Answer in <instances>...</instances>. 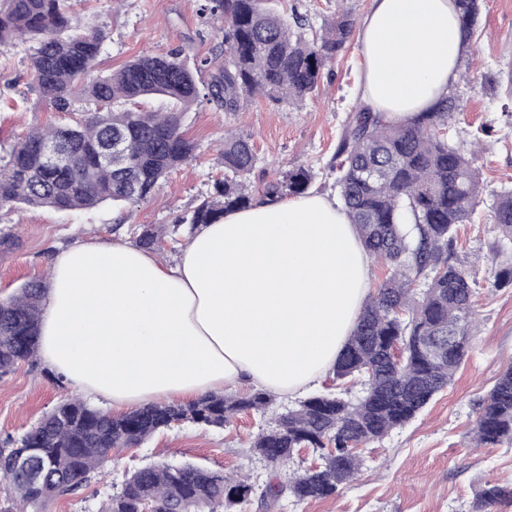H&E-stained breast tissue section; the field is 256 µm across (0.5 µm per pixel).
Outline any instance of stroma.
<instances>
[{
	"instance_id": "stroma-1",
	"label": "stroma",
	"mask_w": 512,
	"mask_h": 512,
	"mask_svg": "<svg viewBox=\"0 0 512 512\" xmlns=\"http://www.w3.org/2000/svg\"><path fill=\"white\" fill-rule=\"evenodd\" d=\"M203 0H76L73 23L104 35L99 70L108 73L132 58L183 49L189 63L219 54L217 23L204 17ZM276 10L292 8L319 31L342 10L364 18L371 0H271ZM29 45L0 50V157L18 136L49 123L67 121L31 89ZM467 80L453 87L461 112L448 135L467 145L481 127H489L485 149L475 165L483 184L482 203L472 223L457 230L454 256L466 261L477 282L478 325L472 348L454 380L414 420L365 449L358 478L335 495L308 503L291 496L260 500L269 481H288L316 465L312 450H300L290 467L271 471L253 456L251 439L296 399L275 397L266 412H248L221 428L191 422L173 425L134 448H117L113 461L77 494L48 504L46 512H101L120 491L129 473L155 463L194 462L227 473L251 475L256 494L245 512H470L486 481L512 484V447H474L470 428L476 404L497 375L512 365V284L495 286L493 273L512 265V251L498 247L489 220L495 195L512 187V0H486L477 33L461 54ZM358 39H351L333 61L318 93L302 103H272L257 95L230 116L209 103L193 106L182 117L195 158L173 169L153 200L116 208L58 211L18 205L0 209V297L22 283L47 277L50 262L62 249L85 241L134 243L140 226H163L158 255L173 260L187 240L175 222L193 210L223 178L218 145L228 134L252 136L259 161L250 182L262 189L280 169L299 166L317 175L313 191L338 200L331 173L337 143L357 105L362 82ZM73 390L64 377L42 363H22L0 378V442L20 438Z\"/></svg>"
}]
</instances>
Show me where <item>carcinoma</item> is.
<instances>
[{
    "mask_svg": "<svg viewBox=\"0 0 512 512\" xmlns=\"http://www.w3.org/2000/svg\"><path fill=\"white\" fill-rule=\"evenodd\" d=\"M269 0H204L203 12L224 22V62L199 85L183 50L145 54L107 74L98 71L103 35L90 27L75 32L68 0H0V49L36 42L30 57L33 83L56 112L74 111L79 101L97 105L94 115L74 125L31 130L0 162V208L25 205L74 210L105 202L116 205L151 199L162 179L193 158L194 146L182 131L183 112L214 103L228 115L245 98L262 94L280 103L317 93L325 70L345 48L355 28L349 13L322 33L306 36L305 19L293 23L267 5ZM471 41L481 0H454ZM164 97V112H143L139 101ZM459 111L450 93L430 112L394 122L358 106L336 146V187L369 256L390 275L372 292L333 369L336 388L326 389L280 414L259 432L252 451L272 468L295 449L318 455L314 468L288 484L267 483L263 496L287 494L300 503L325 499L355 479L362 451L404 426L454 379L467 357L475 324L476 280L465 262L452 259L456 231L473 221L481 202L477 169L462 147L442 133ZM119 138L121 163L103 165L110 139ZM66 149L69 162H47L43 147ZM224 179L203 196L177 226L194 233L224 214L254 202L246 178L257 156L247 136L224 138L220 153ZM313 170L283 171L264 184L261 201L305 194ZM500 241L512 243V189L490 208ZM162 230L147 225L139 247L154 250ZM46 283L32 280L0 298V377L22 362L35 363ZM362 386L348 399L343 385ZM272 402L264 390L206 394L190 403L149 402L120 416L94 409L78 398L61 400L21 438L0 446V481L11 505L4 512H45L47 504L72 495L112 460V449L140 445L175 423L222 427L242 412L264 411ZM479 447L512 445V365L500 372L479 400L472 428ZM32 451L44 466L40 483L13 468L14 457ZM255 491L248 477H234L193 463L149 465L134 471L102 512H244ZM512 502V487L486 483L473 512H494Z\"/></svg>",
    "mask_w": 512,
    "mask_h": 512,
    "instance_id": "carcinoma-1",
    "label": "carcinoma"
}]
</instances>
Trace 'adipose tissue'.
Returning <instances> with one entry per match:
<instances>
[{"label":"adipose tissue","mask_w":512,"mask_h":512,"mask_svg":"<svg viewBox=\"0 0 512 512\" xmlns=\"http://www.w3.org/2000/svg\"><path fill=\"white\" fill-rule=\"evenodd\" d=\"M360 100L408 121L459 77L453 0H372ZM345 211L308 194L227 213L171 262L128 243L77 244L50 263L38 355L113 410L241 386L295 395L332 370L370 294Z\"/></svg>","instance_id":"ef3b65f1"}]
</instances>
